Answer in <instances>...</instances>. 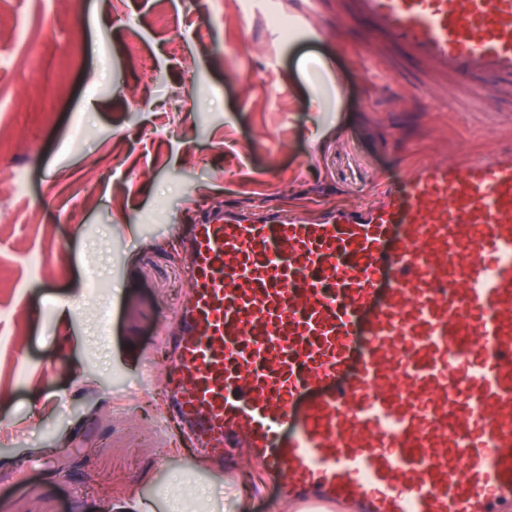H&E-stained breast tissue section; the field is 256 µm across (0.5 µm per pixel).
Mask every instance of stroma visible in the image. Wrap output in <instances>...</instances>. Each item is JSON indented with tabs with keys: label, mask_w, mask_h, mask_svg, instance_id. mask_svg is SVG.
I'll return each mask as SVG.
<instances>
[{
	"label": "stroma",
	"mask_w": 512,
	"mask_h": 512,
	"mask_svg": "<svg viewBox=\"0 0 512 512\" xmlns=\"http://www.w3.org/2000/svg\"><path fill=\"white\" fill-rule=\"evenodd\" d=\"M299 2L165 0L164 23L154 0L0 7L24 19L0 30V512H167L196 489L197 512H292L248 449L197 457L165 417L181 237L227 207L371 206L420 162L512 143V86L485 81L468 108L393 97L355 64L368 22L327 0L317 24Z\"/></svg>",
	"instance_id": "35a3bbf8"
}]
</instances>
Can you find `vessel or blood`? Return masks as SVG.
Here are the masks:
<instances>
[{
  "label": "vessel or blood",
  "instance_id": "1",
  "mask_svg": "<svg viewBox=\"0 0 512 512\" xmlns=\"http://www.w3.org/2000/svg\"><path fill=\"white\" fill-rule=\"evenodd\" d=\"M345 7L418 63L398 96L431 76L512 79V0ZM187 246L167 386L202 446L251 449L289 496L358 512H492L512 497L511 146L418 164L373 208L320 222L228 208Z\"/></svg>",
  "mask_w": 512,
  "mask_h": 512
}]
</instances>
